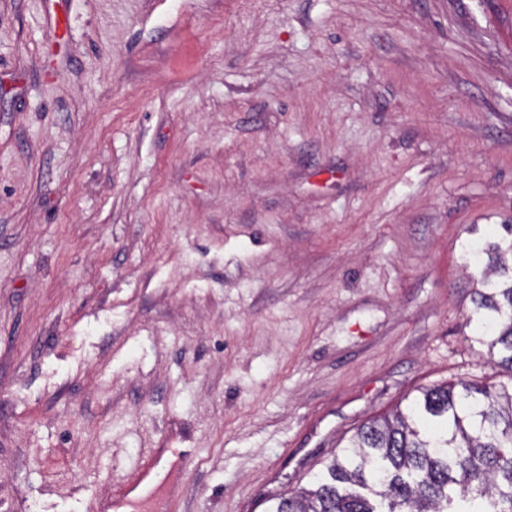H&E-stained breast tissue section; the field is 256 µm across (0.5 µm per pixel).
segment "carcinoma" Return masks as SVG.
Wrapping results in <instances>:
<instances>
[{
	"label": "carcinoma",
	"mask_w": 512,
	"mask_h": 512,
	"mask_svg": "<svg viewBox=\"0 0 512 512\" xmlns=\"http://www.w3.org/2000/svg\"><path fill=\"white\" fill-rule=\"evenodd\" d=\"M472 245L468 340L512 373V224ZM268 512H512V387L459 379L368 421Z\"/></svg>",
	"instance_id": "obj_1"
}]
</instances>
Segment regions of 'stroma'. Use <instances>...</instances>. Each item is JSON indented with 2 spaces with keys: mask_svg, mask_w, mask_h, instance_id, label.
I'll return each mask as SVG.
<instances>
[{
  "mask_svg": "<svg viewBox=\"0 0 512 512\" xmlns=\"http://www.w3.org/2000/svg\"><path fill=\"white\" fill-rule=\"evenodd\" d=\"M512 0H0V512H266L471 344Z\"/></svg>",
  "mask_w": 512,
  "mask_h": 512,
  "instance_id": "35a3bbf8",
  "label": "stroma"
}]
</instances>
